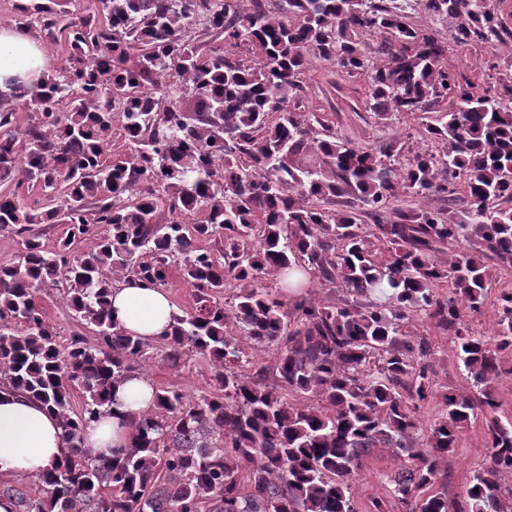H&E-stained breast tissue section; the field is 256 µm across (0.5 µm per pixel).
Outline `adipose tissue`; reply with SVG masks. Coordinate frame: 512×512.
<instances>
[{"mask_svg":"<svg viewBox=\"0 0 512 512\" xmlns=\"http://www.w3.org/2000/svg\"><path fill=\"white\" fill-rule=\"evenodd\" d=\"M48 73L44 47L14 26H0V91L9 81L43 78ZM112 316L129 334L154 341L165 336L174 311L168 293L137 279L112 287ZM154 387L135 375L117 389L119 412L92 424L84 443L95 453L111 455L126 447L132 433L129 416L151 408ZM64 442L57 417L28 394L0 388V474L35 475L61 460Z\"/></svg>","mask_w":512,"mask_h":512,"instance_id":"obj_1","label":"adipose tissue"}]
</instances>
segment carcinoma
Returning <instances> with one entry per match:
<instances>
[{
    "label": "carcinoma",
    "mask_w": 512,
    "mask_h": 512,
    "mask_svg": "<svg viewBox=\"0 0 512 512\" xmlns=\"http://www.w3.org/2000/svg\"><path fill=\"white\" fill-rule=\"evenodd\" d=\"M69 2L15 4L63 54L36 85L0 92V183L40 189L32 202L0 191V231L19 244L0 264V384L57 416L64 460L35 494L0 479V500L12 512H356L362 460L390 448L402 467L370 512H509L499 476L512 471V421L494 415L493 383L512 352V290L495 336L465 317L490 286L484 258L512 265V74L488 83L445 63L450 41L512 42L503 0H90L77 13ZM420 14L449 22L448 39L413 23ZM316 60L367 79L382 124L451 105L424 125L432 149L336 136L303 103ZM18 101L31 112L22 130ZM459 191L466 222L422 203L387 216L402 196ZM38 224L66 226L53 249ZM174 272L195 306L172 314L163 360L198 357L212 384L191 399L155 389L153 408L131 414L128 447L98 456L87 427L154 349L112 320V283L164 288ZM298 274L353 299L290 303L264 285ZM45 289L93 338L61 339L37 301ZM414 313L448 332L470 392L436 391L429 342L406 331ZM252 344L275 348L273 367L249 369ZM430 402L440 415L425 431ZM480 414L488 459L465 496L429 493Z\"/></svg>",
    "instance_id": "carcinoma-1"
}]
</instances>
